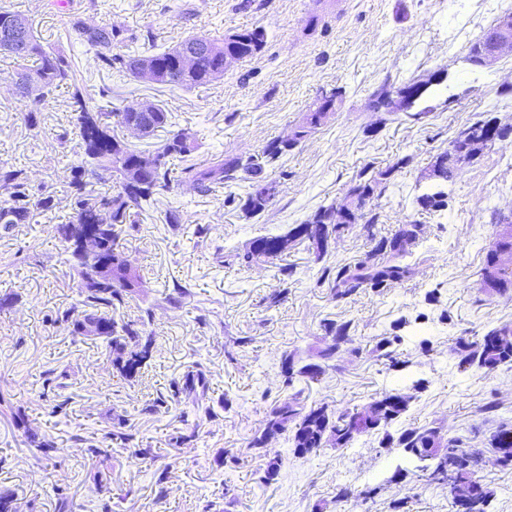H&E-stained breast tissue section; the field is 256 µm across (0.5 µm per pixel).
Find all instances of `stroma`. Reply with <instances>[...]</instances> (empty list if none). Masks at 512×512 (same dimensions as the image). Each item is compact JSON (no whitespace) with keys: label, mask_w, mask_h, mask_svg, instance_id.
<instances>
[{"label":"stroma","mask_w":512,"mask_h":512,"mask_svg":"<svg viewBox=\"0 0 512 512\" xmlns=\"http://www.w3.org/2000/svg\"><path fill=\"white\" fill-rule=\"evenodd\" d=\"M49 0H0L25 14L38 39L71 54L90 93L112 88L101 107L121 109L143 100L166 107L180 127L196 133L194 160L258 154L271 139L287 135L324 88H344L342 103L301 145L267 168L276 196L260 215L246 217L226 203L219 186L198 192L187 181L158 196L128 230L123 244L148 286L130 299L124 315L151 309L156 345L136 381L113 369L101 342L74 337L59 313L77 303V281L59 262L55 223L38 220L0 229V491L13 492L20 512H389L403 498L408 512H451L446 488L429 485L395 448L368 435L347 448L293 454L286 437L272 439L266 457L282 466L275 481L259 484L266 457L247 442L261 428L266 407L287 395L280 357L309 361L322 344L321 323L351 322V341L305 391L307 402L337 409L367 406L382 392L412 393L405 426L433 425L444 437L481 451L479 473L495 492L491 512H512V471L495 464L489 435L512 422V368L491 375L461 370L452 348L458 337L476 339L493 327L512 326V299L489 297L482 286L485 255L497 227L491 213L512 207V138L496 142L443 188L448 206L421 211L420 195L435 191L428 177L433 158L462 129L479 120L512 124V54L475 71L470 44L506 8L500 0H69L90 21L113 24L137 36L152 35L162 47L191 34L212 36L263 26L266 51L226 68L220 81L191 90L162 88L97 66L76 33ZM11 58L0 54V161L24 166L34 188L64 197L77 137L69 119V92L58 89L43 104L38 127L23 118L25 106L9 81ZM441 75L422 122L401 112H375L373 92ZM67 143H60V134ZM391 170L372 205L380 214L374 231L357 224L316 259L306 245L281 258L239 265L236 255L261 236L284 234L319 206L342 197L362 171ZM178 212L179 225L165 214ZM426 233L411 258L416 274L384 294L367 292L348 303L317 286L322 266L363 258L375 240L406 220ZM295 273L282 280L279 269ZM287 289L286 300L266 298ZM403 336L406 372L389 369L374 347L380 337ZM248 337V344L235 340ZM210 382L206 401L213 417L198 421L195 440L172 448L179 409L145 413L147 403L194 365ZM425 386L413 391L411 383ZM65 412H56L57 404ZM496 414H485L487 405ZM22 412L33 431L58 447L35 461L12 415ZM131 428L137 445L152 449L142 460L134 449L113 444L109 462L88 454L104 432ZM241 456L224 467V455ZM112 468V492L100 493L94 476ZM349 499L336 498L339 487ZM235 493L226 503L225 488Z\"/></svg>","instance_id":"1"}]
</instances>
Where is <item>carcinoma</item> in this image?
<instances>
[{
  "label": "carcinoma",
  "instance_id": "cac0c4a2",
  "mask_svg": "<svg viewBox=\"0 0 512 512\" xmlns=\"http://www.w3.org/2000/svg\"><path fill=\"white\" fill-rule=\"evenodd\" d=\"M69 25L108 73L138 78L140 70L148 65L152 69L153 83L170 89H191L216 82L224 77V53L234 50L247 59L258 56L267 46V32L262 26L221 36L191 35L171 48L160 49L153 45L142 51H131L126 43L135 41L136 37L125 35L123 28L110 21L95 24L80 13H72ZM0 50L17 62L10 78L19 99L28 102L24 119L29 126H38L42 101L63 85L71 88L70 124L79 137L81 153L80 161L70 167L67 191L70 220L57 225L56 232L63 246L59 262L77 276L80 300L78 305L63 311L56 322L73 336L83 335L86 323L102 327L100 339L112 358L113 367L124 379L132 381L151 360L155 338L148 330L151 310H145L136 320L117 315L126 298L146 284L140 270L128 262L119 239L125 232V225L136 223L137 212L143 206L172 189L171 161L180 159L183 162L181 173L201 191L219 184L230 188L240 182L248 183L244 194L229 193L227 203L236 205L249 217L257 216L275 197V185L267 180L266 168L296 149L309 133L321 126L328 112L336 111V105L342 102L343 91L332 88L320 95L288 139L270 140L257 155L221 158L201 167L191 160L198 148L195 136L174 129L172 113L160 105L151 101L144 110L125 107L113 111L90 105L86 86L76 79L74 62L63 50L38 42L26 15L0 7ZM183 54L194 59L189 69L181 65ZM30 60L34 62L31 67L28 66ZM133 122L144 126L150 137L163 132L166 138L150 151L114 135L112 125L124 128ZM445 157V152L436 157L432 172L439 181L448 183L459 172L448 165ZM391 173L390 168L370 177L363 172L352 189L372 195ZM100 180L112 181V191L97 193L89 188L92 182ZM58 205L54 194L34 191L23 168L0 162V224L4 230L15 224H29L37 214L47 217ZM418 205L425 211H437L447 207L448 202L444 192L439 190L419 196ZM334 208L333 202L319 207L304 223L283 235L257 238L238 259L248 266L263 257L269 245L279 242L281 247L273 254L275 258L291 246L305 243L319 260L327 253L331 242L351 225L362 223L370 230L379 221V213L368 209L348 215L338 223L331 219ZM71 224L106 225L102 254L112 264L109 277H98L69 242L66 230ZM424 233L425 225L416 220L400 224L391 236L380 238L365 258L323 267L317 284L328 286L332 299L337 302H348L369 291L383 294L415 275V267L408 258ZM494 256L495 251L488 249L483 285L494 295L511 298L512 271H494ZM321 329L323 347L316 351L318 361L302 364L292 354L282 356L283 386L294 393L266 408L263 427L250 438L247 449L254 454L264 453L270 439L284 435L294 453L304 456L328 445L347 448L365 435H379L381 447L400 449L405 458L414 463L420 479L446 486L456 481L475 486L473 512H489L493 492L477 476V464L459 439L445 440L439 437L438 428L428 425L393 428L409 406V398L400 390L383 393L363 411H335L324 403H305L304 389L297 390L295 385L319 380L324 373V363L336 357L351 341L349 322L338 324L325 320ZM401 341L402 337L395 335L384 336L376 343L379 357L393 368L407 367V361L398 353ZM454 353L459 359L458 366L464 370L475 368L490 374L502 366H512V327L491 328L476 340L460 337ZM209 390L206 373L197 367L185 372L181 380L172 382L169 395L159 396L145 411L155 413L170 403L184 404L210 417V408L203 406ZM25 433L35 449V459L55 451L53 443L39 438L30 429H25ZM491 447L496 465L512 470V423L499 424L492 435Z\"/></svg>",
  "mask_w": 512,
  "mask_h": 512
}]
</instances>
